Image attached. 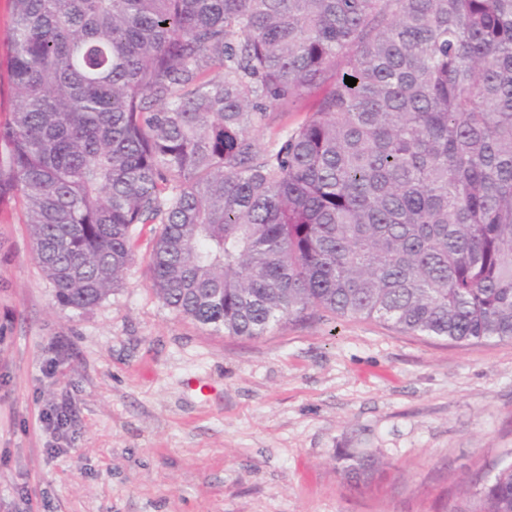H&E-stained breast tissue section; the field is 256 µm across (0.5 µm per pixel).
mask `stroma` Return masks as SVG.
<instances>
[{
  "instance_id": "obj_1",
  "label": "stroma",
  "mask_w": 512,
  "mask_h": 512,
  "mask_svg": "<svg viewBox=\"0 0 512 512\" xmlns=\"http://www.w3.org/2000/svg\"><path fill=\"white\" fill-rule=\"evenodd\" d=\"M152 246L82 312L0 208V512H462L512 450V342L319 314L227 336L153 293ZM348 454L377 470L351 484Z\"/></svg>"
}]
</instances>
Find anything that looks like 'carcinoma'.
<instances>
[{"label": "carcinoma", "mask_w": 512, "mask_h": 512, "mask_svg": "<svg viewBox=\"0 0 512 512\" xmlns=\"http://www.w3.org/2000/svg\"><path fill=\"white\" fill-rule=\"evenodd\" d=\"M10 2L0 204L60 304L105 300L147 229L150 288L226 336L323 311L512 341V0ZM474 488L512 512V453ZM309 104V100H303L297 105L298 112H286L287 114L285 115L277 114L271 122L270 127L262 133L261 143L264 145L267 144L282 128L300 121L304 117Z\"/></svg>", "instance_id": "1"}]
</instances>
